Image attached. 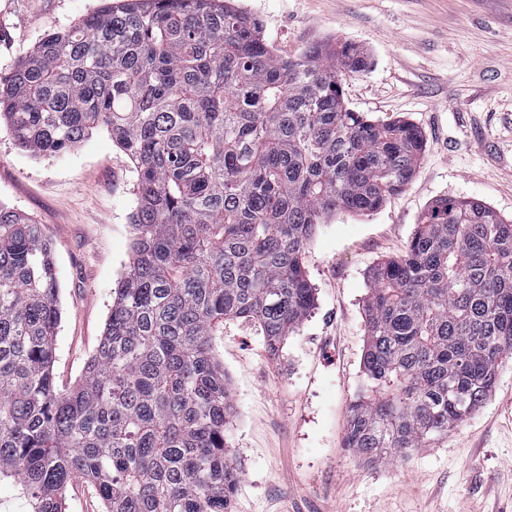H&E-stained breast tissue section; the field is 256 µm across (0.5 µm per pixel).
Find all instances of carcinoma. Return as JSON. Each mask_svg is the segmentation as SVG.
<instances>
[{
    "label": "carcinoma",
    "mask_w": 512,
    "mask_h": 512,
    "mask_svg": "<svg viewBox=\"0 0 512 512\" xmlns=\"http://www.w3.org/2000/svg\"><path fill=\"white\" fill-rule=\"evenodd\" d=\"M229 0H105L0 83V122L34 156L106 127L137 174L134 258L79 383L52 372L57 269L41 225L0 204V512H64L81 475L104 512H232L229 382L214 340L257 326L277 354L314 303L304 258L337 211L404 190L423 140L349 110L355 45L273 55ZM366 384L344 447L388 463L448 435L512 354V221L444 198L364 301Z\"/></svg>",
    "instance_id": "carcinoma-1"
}]
</instances>
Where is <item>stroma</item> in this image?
<instances>
[{"label": "stroma", "mask_w": 512, "mask_h": 512, "mask_svg": "<svg viewBox=\"0 0 512 512\" xmlns=\"http://www.w3.org/2000/svg\"><path fill=\"white\" fill-rule=\"evenodd\" d=\"M102 0H0V82L46 34ZM281 57L350 43L371 68L346 77L349 109L420 130L415 175L376 212L339 211L305 257L315 302L271 356L230 321L218 353L230 381L233 512H512V358L481 408L429 448L368 464L343 448L365 384L363 301L374 267L400 255L436 200H479L512 219V0H235ZM0 203L41 224L55 250L61 319L53 374L80 380L132 257L136 173L100 129L54 157L0 127Z\"/></svg>", "instance_id": "35a3bbf8"}]
</instances>
